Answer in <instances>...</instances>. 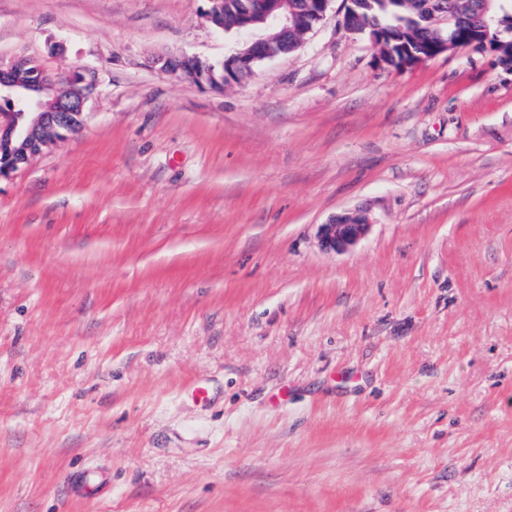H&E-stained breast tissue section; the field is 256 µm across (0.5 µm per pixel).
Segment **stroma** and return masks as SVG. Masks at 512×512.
Here are the masks:
<instances>
[{
	"instance_id": "1",
	"label": "stroma",
	"mask_w": 512,
	"mask_h": 512,
	"mask_svg": "<svg viewBox=\"0 0 512 512\" xmlns=\"http://www.w3.org/2000/svg\"><path fill=\"white\" fill-rule=\"evenodd\" d=\"M208 7L0 0V66L98 77L0 178V512H512V67L383 66L332 0L160 73L242 46ZM248 1L249 4L238 15L235 27L240 33L251 35L257 25H264L266 33L258 39L246 40L242 49L224 59L223 83L217 84L205 79L204 72L210 76L212 67L193 56L158 59L157 62L161 63L160 71L200 84L207 81L214 86H224V83L239 81L250 75L258 62L293 51L295 44L288 39V34L295 33V9L288 8V0ZM279 42L288 44V49L283 50L284 52L274 49L273 45ZM305 12L308 14V20H310V28L306 31L312 30L324 17L329 4L332 0H293L290 1V5L298 10H303L305 2ZM370 224L358 215L347 214L332 219L318 227V241L326 251L344 252L349 250L370 231Z\"/></svg>"
}]
</instances>
